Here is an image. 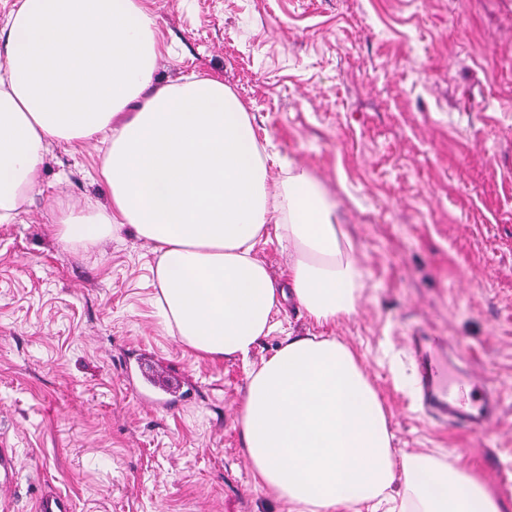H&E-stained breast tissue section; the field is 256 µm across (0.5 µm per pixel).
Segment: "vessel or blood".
<instances>
[{
	"label": "vessel or blood",
	"instance_id": "b4317fda",
	"mask_svg": "<svg viewBox=\"0 0 512 512\" xmlns=\"http://www.w3.org/2000/svg\"><path fill=\"white\" fill-rule=\"evenodd\" d=\"M418 359L417 385L423 403L431 412L449 417L463 428L480 432L498 419L500 399L483 392V381L476 373L456 380L443 356L446 341L436 336H411ZM18 470L14 449L0 448V493L8 494ZM71 499L59 492L40 496L34 512H72Z\"/></svg>",
	"mask_w": 512,
	"mask_h": 512
}]
</instances>
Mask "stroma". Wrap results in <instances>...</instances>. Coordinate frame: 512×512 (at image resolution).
<instances>
[{
  "mask_svg": "<svg viewBox=\"0 0 512 512\" xmlns=\"http://www.w3.org/2000/svg\"><path fill=\"white\" fill-rule=\"evenodd\" d=\"M171 47L157 77L221 79L254 117L281 181L301 166L340 201L362 273L354 314L317 324L289 300L250 364L200 360L153 304L151 242L87 247L64 205H107L104 146L52 143L42 192L0 223V439L19 470L5 512L44 490L74 512H288L252 475L240 430L250 366L287 336L349 345L383 402L396 454L487 478L512 501V0H149ZM447 337L501 395L470 432L413 387V332ZM136 357L185 396L140 400Z\"/></svg>",
  "mask_w": 512,
  "mask_h": 512,
  "instance_id": "stroma-1",
  "label": "stroma"
}]
</instances>
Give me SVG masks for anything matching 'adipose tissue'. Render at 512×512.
Returning a JSON list of instances; mask_svg holds the SVG:
<instances>
[{
	"mask_svg": "<svg viewBox=\"0 0 512 512\" xmlns=\"http://www.w3.org/2000/svg\"><path fill=\"white\" fill-rule=\"evenodd\" d=\"M166 50L148 0H16L0 27V223L37 193L51 142L98 140L109 204L62 208L56 232L86 246L128 225L152 242L155 304L196 357L249 362L288 292L317 323L352 315L363 288L338 202L305 169L271 179L222 81L159 82ZM271 228L288 245L284 288L254 254ZM241 433L288 512H362L398 482V512H512L476 475L396 456L377 392L333 337H288L251 370Z\"/></svg>",
	"mask_w": 512,
	"mask_h": 512,
	"instance_id": "1",
	"label": "adipose tissue"
}]
</instances>
